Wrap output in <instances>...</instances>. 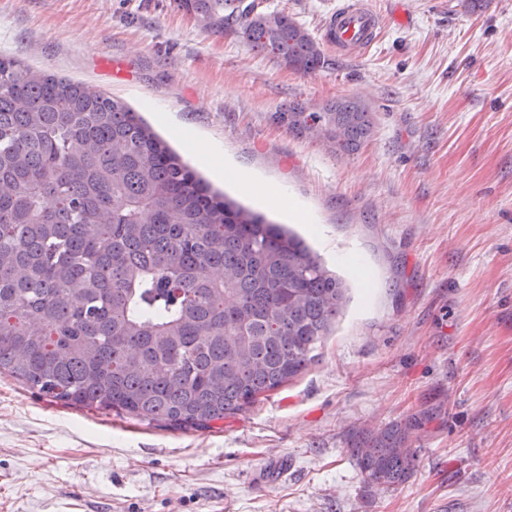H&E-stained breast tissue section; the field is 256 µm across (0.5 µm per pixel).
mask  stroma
Instances as JSON below:
<instances>
[{
  "label": "stroma",
  "instance_id": "35a3bbf8",
  "mask_svg": "<svg viewBox=\"0 0 512 512\" xmlns=\"http://www.w3.org/2000/svg\"><path fill=\"white\" fill-rule=\"evenodd\" d=\"M264 4L317 37L336 0ZM369 4L375 43L305 76L174 0H0V56L121 100L175 150L178 126L220 141L286 198L202 175L292 227L350 297L304 372L205 431L1 373L0 512H512V0ZM353 95L375 129L351 156L269 119ZM296 201L312 223H295ZM410 419L414 473L368 490L349 432Z\"/></svg>",
  "mask_w": 512,
  "mask_h": 512
}]
</instances>
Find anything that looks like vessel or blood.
I'll use <instances>...</instances> for the list:
<instances>
[{
    "instance_id": "b4317fda",
    "label": "vessel or blood",
    "mask_w": 512,
    "mask_h": 512,
    "mask_svg": "<svg viewBox=\"0 0 512 512\" xmlns=\"http://www.w3.org/2000/svg\"><path fill=\"white\" fill-rule=\"evenodd\" d=\"M380 21V14L368 0H344L329 13L322 36L338 52L355 55L372 44Z\"/></svg>"
}]
</instances>
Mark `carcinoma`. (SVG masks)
Listing matches in <instances>:
<instances>
[{"instance_id": "obj_1", "label": "carcinoma", "mask_w": 512, "mask_h": 512, "mask_svg": "<svg viewBox=\"0 0 512 512\" xmlns=\"http://www.w3.org/2000/svg\"><path fill=\"white\" fill-rule=\"evenodd\" d=\"M303 75L321 43L257 0H176ZM272 121L335 155L373 136L358 96ZM346 288L304 241L210 190L120 101L0 58V371L40 393L207 430L305 370ZM412 421L354 431L366 488L412 475Z\"/></svg>"}]
</instances>
